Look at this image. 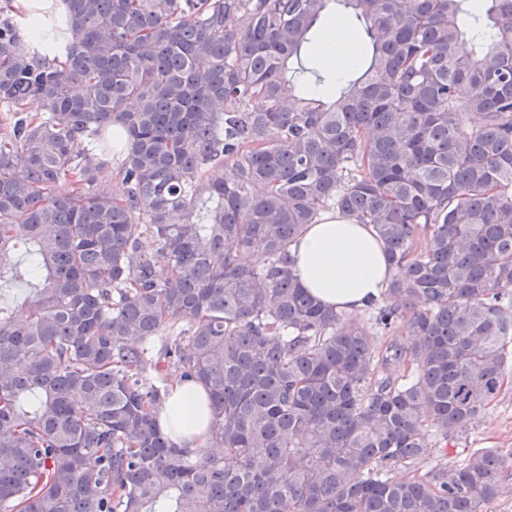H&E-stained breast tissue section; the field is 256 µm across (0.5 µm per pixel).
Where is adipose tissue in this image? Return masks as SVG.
I'll return each instance as SVG.
<instances>
[{"label": "adipose tissue", "mask_w": 512, "mask_h": 512, "mask_svg": "<svg viewBox=\"0 0 512 512\" xmlns=\"http://www.w3.org/2000/svg\"><path fill=\"white\" fill-rule=\"evenodd\" d=\"M33 41L47 33V16H64L63 0H14ZM319 65L345 74L355 62V41L340 23L324 30L316 48ZM301 284L322 304L355 313L385 290L392 268L383 244L367 224H356L334 211L322 212L290 251ZM212 419L209 397L201 384L173 377L158 413V425L179 448H204Z\"/></svg>", "instance_id": "obj_1"}]
</instances>
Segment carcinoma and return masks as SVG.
<instances>
[{"mask_svg":"<svg viewBox=\"0 0 512 512\" xmlns=\"http://www.w3.org/2000/svg\"><path fill=\"white\" fill-rule=\"evenodd\" d=\"M65 4L51 58L0 0V285L29 288L0 304V512H487L512 450L462 441L512 375V0ZM337 6L365 44L322 100L301 53ZM325 209L385 247L366 317L287 261ZM171 363L223 453L159 428Z\"/></svg>","mask_w":512,"mask_h":512,"instance_id":"cac0c4a2","label":"carcinoma"}]
</instances>
